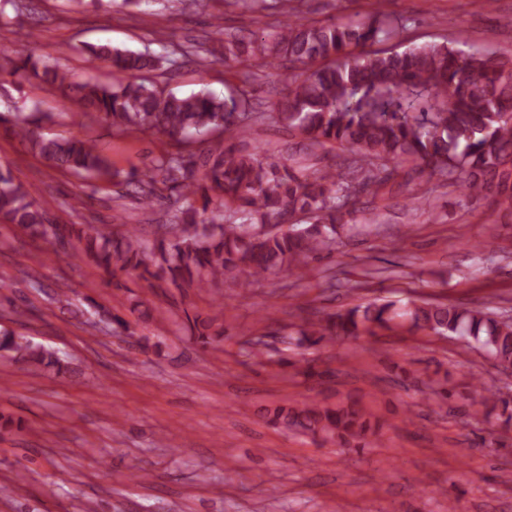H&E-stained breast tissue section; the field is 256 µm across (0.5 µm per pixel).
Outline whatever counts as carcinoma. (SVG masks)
<instances>
[{
	"instance_id": "1",
	"label": "carcinoma",
	"mask_w": 512,
	"mask_h": 512,
	"mask_svg": "<svg viewBox=\"0 0 512 512\" xmlns=\"http://www.w3.org/2000/svg\"><path fill=\"white\" fill-rule=\"evenodd\" d=\"M245 40L224 39L223 61L242 56L273 69L288 62V93L262 112L242 94L225 98L203 89L190 95L166 92L143 76L160 63L176 64L182 49L165 56L108 44L84 45L103 67L120 75L111 83L76 81L70 73L30 48L0 50V81L20 75L76 104L84 118H99L113 132L162 133L176 150L154 157L145 168L121 174L96 142L47 137L41 123L53 116L17 112L0 125L51 167L86 175L121 188L133 187L150 207L176 195L173 222L157 225L153 241L135 229L120 236L94 224H52L26 185L0 166V224L15 225L47 244L53 254L95 265L112 283L114 269L140 271L151 288H207L241 274L263 276L282 266L300 271L363 219L380 213L362 198L379 196L401 174L428 172L470 201L489 202L512 214V58L457 47L460 38L402 51L365 50L396 34L400 25L376 2L359 22L291 18ZM274 120L308 149L335 153L336 167L316 169L311 154L275 155L236 147L251 127ZM219 134L210 147L191 149L202 136ZM184 324L202 346L224 336L210 331L215 319L184 313ZM409 329L473 342L503 373H512V319L488 308L454 304L406 306ZM389 303L328 315L300 331L299 345L340 337H376L395 326ZM4 356L35 368H62L52 350L23 335L0 334ZM485 408L501 407L512 424V402L471 380ZM355 401L283 403L265 409L267 421L286 430L321 436L344 448H363L370 418Z\"/></svg>"
}]
</instances>
